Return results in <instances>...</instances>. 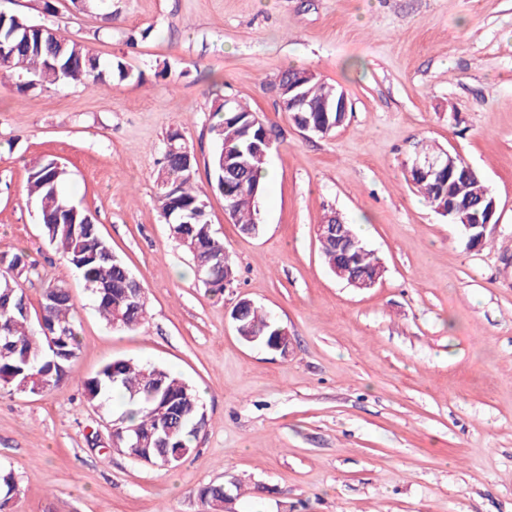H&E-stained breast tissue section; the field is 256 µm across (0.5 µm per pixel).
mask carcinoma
<instances>
[{"label":"carcinoma","mask_w":512,"mask_h":512,"mask_svg":"<svg viewBox=\"0 0 512 512\" xmlns=\"http://www.w3.org/2000/svg\"><path fill=\"white\" fill-rule=\"evenodd\" d=\"M127 80L131 72L120 61L107 64L90 53L86 45L63 36L52 26L26 20L14 14L0 17V83L15 82L19 89L33 85L56 89L82 84L91 89L108 85L112 79ZM309 102L321 107L334 101L342 90L318 79L307 85ZM232 112L224 111V101L213 105L218 121L211 127L214 149L208 167L212 188L224 193L226 210L244 234H256L258 199L262 193L260 174L267 157L255 148L253 136L245 135L244 125L256 113L236 100ZM297 124L305 119L331 122L337 112H292ZM178 133L167 136L159 159L156 182L157 201L168 224L170 236L191 257L198 281L210 292L224 291L237 275L235 264L213 233L208 214L207 194L195 187L197 163L187 168L180 152ZM68 173L55 160L46 158L28 174L27 197L37 208L42 231L67 265L81 272L99 315L107 324L135 330L147 322L146 293L142 284L118 258L106 260L110 246L87 209L74 205L63 194ZM433 210L448 214L454 225L473 219V211H448L451 200H491L495 194L484 178L469 182L428 178L407 174ZM343 224L352 244L347 255L330 242L320 243L331 272L351 263L359 280L372 279L381 269L380 260L356 235L353 226L337 212L325 213L321 224ZM23 253L7 256V270L0 269V389L18 394H38L56 388L73 376L80 351L76 306L64 281L45 282L41 308L33 317L18 278L34 269ZM241 326L240 338L249 344L271 345L286 335L253 301L242 298L236 304ZM56 336L57 351L48 347V334ZM85 395L102 408H108L114 391L121 392L127 408L114 422L120 432L112 446L129 457L153 461L166 454L172 463L183 459L206 425L199 392L173 372L156 365L118 359L102 367L94 376L79 379ZM18 491L14 473L0 468V512ZM207 512H224V484L210 483L197 491Z\"/></svg>","instance_id":"cac0c4a2"}]
</instances>
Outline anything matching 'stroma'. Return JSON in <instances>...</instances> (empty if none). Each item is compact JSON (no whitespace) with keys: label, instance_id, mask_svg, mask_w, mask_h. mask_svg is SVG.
I'll use <instances>...</instances> for the list:
<instances>
[{"label":"stroma","instance_id":"1","mask_svg":"<svg viewBox=\"0 0 512 512\" xmlns=\"http://www.w3.org/2000/svg\"><path fill=\"white\" fill-rule=\"evenodd\" d=\"M53 11H45V2ZM50 23L130 79L101 89L0 86V255L66 282L81 348L49 392L0 390V467L19 494L5 512H201L220 482L234 512H512V0H0ZM338 86L348 121L318 137L281 112L286 68ZM233 97L273 131L242 234L207 161L215 99ZM194 151L213 231L238 275L215 296L171 238L156 202L168 134ZM424 144L458 152L492 186L497 222L469 249L404 177ZM55 158L72 202L146 290L148 322L115 328L44 237L26 194ZM332 208L362 225L385 272L369 289L336 278L315 226ZM260 306L288 332L281 354L244 342L231 310ZM116 359L180 374L207 423L159 469L112 446L111 411L79 378Z\"/></svg>","mask_w":512,"mask_h":512}]
</instances>
